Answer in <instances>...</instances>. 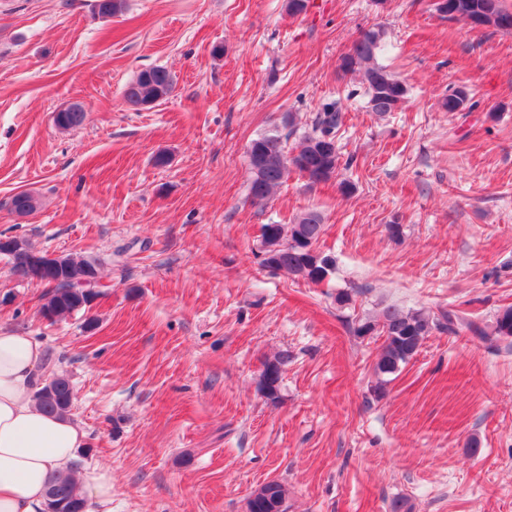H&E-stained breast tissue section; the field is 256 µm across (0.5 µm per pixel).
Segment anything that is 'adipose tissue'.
I'll list each match as a JSON object with an SVG mask.
<instances>
[{
  "label": "adipose tissue",
  "mask_w": 512,
  "mask_h": 512,
  "mask_svg": "<svg viewBox=\"0 0 512 512\" xmlns=\"http://www.w3.org/2000/svg\"><path fill=\"white\" fill-rule=\"evenodd\" d=\"M41 344L0 332V512H47L46 487L85 442L73 420L41 411L35 400Z\"/></svg>",
  "instance_id": "ef3b65f1"
}]
</instances>
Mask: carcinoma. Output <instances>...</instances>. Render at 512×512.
Wrapping results in <instances>:
<instances>
[{
    "label": "carcinoma",
    "mask_w": 512,
    "mask_h": 512,
    "mask_svg": "<svg viewBox=\"0 0 512 512\" xmlns=\"http://www.w3.org/2000/svg\"><path fill=\"white\" fill-rule=\"evenodd\" d=\"M488 9L499 22L494 27L512 30V11L503 7L501 0H436L435 10L448 20L463 21L479 9ZM383 33L368 30L361 33L351 49L341 58L340 69L345 72H362V83L368 95V109L378 115L397 110L407 95L405 83L386 66L377 62ZM173 75L163 67H150L140 71L124 88L123 98L135 110L147 108L166 99L174 90ZM469 93L463 87L448 91L442 107L449 112L466 109ZM84 120V110L77 106L55 115L54 122L63 130L76 128ZM343 122L342 110L332 101L322 106L312 120V129L296 145L288 147L290 134L275 128L251 141L247 153L261 157L259 165L250 168L248 197L254 204H263L286 182L288 172L295 170L301 177L306 171L318 173L315 183H325L335 178L340 166H350L353 159L341 161L336 152L327 157L317 154L322 140L336 137ZM37 200L26 193L16 194L11 200V210L31 213ZM324 231L321 215L316 211L301 214L293 224L262 225L259 246L260 266L271 272L285 271L307 283L319 284L334 271L332 256L317 249ZM36 253L26 242L16 239L13 247L0 250L8 257L10 270L24 267L29 257ZM90 295L59 286L46 292V302L41 307L44 317L65 318L87 309ZM465 329L474 336L512 338V306L502 308L494 315L490 327L471 320L461 311L448 310L437 315L425 310L406 312L398 306L388 305L375 317L355 321L352 332L359 338L382 340L375 364L377 383L372 388L374 396L384 393L388 376L399 371L400 366L412 359L423 341L435 331L456 334ZM38 405L50 414L69 416L73 407V388L63 374L51 376L50 384L40 383L35 391ZM288 491L279 481H269L255 491L248 500V512H287ZM49 512H86L87 501L71 473L53 477L47 487Z\"/></svg>",
    "instance_id": "cac0c4a2"
}]
</instances>
